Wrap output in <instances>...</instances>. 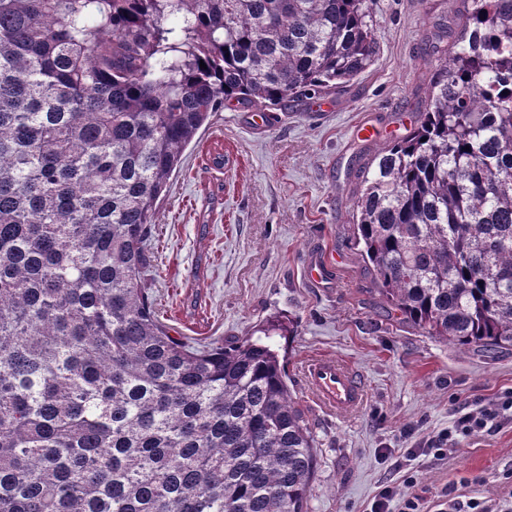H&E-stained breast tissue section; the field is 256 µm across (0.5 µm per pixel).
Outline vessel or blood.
<instances>
[{"instance_id":"1","label":"vessel or blood","mask_w":512,"mask_h":512,"mask_svg":"<svg viewBox=\"0 0 512 512\" xmlns=\"http://www.w3.org/2000/svg\"><path fill=\"white\" fill-rule=\"evenodd\" d=\"M305 378L316 402L334 414L355 412L365 398V385L349 363L326 355L308 359Z\"/></svg>"}]
</instances>
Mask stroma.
I'll return each instance as SVG.
<instances>
[{
	"instance_id": "35a3bbf8",
	"label": "stroma",
	"mask_w": 512,
	"mask_h": 512,
	"mask_svg": "<svg viewBox=\"0 0 512 512\" xmlns=\"http://www.w3.org/2000/svg\"><path fill=\"white\" fill-rule=\"evenodd\" d=\"M376 50L345 86L288 99L253 125L234 101L182 153L155 215L145 286L170 336L196 349L279 324L288 387L312 431L316 467L307 512H368L384 486L423 512L472 500L512 512V421L460 439L441 457L424 447L456 408L512 390V349L459 347L401 322L379 294L355 238L354 202L375 155L408 135L460 29L461 0H369ZM369 124L376 136L359 138ZM223 166H216V154ZM336 274L314 282L309 265ZM317 354L352 363L367 384L355 413L321 411L300 374Z\"/></svg>"
}]
</instances>
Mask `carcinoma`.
<instances>
[{"instance_id": "carcinoma-1", "label": "carcinoma", "mask_w": 512, "mask_h": 512, "mask_svg": "<svg viewBox=\"0 0 512 512\" xmlns=\"http://www.w3.org/2000/svg\"><path fill=\"white\" fill-rule=\"evenodd\" d=\"M366 3L0 0V512H307L280 328L192 349L142 281L211 114L348 83L375 52ZM463 3L354 206L401 319L492 351L512 347V0Z\"/></svg>"}]
</instances>
